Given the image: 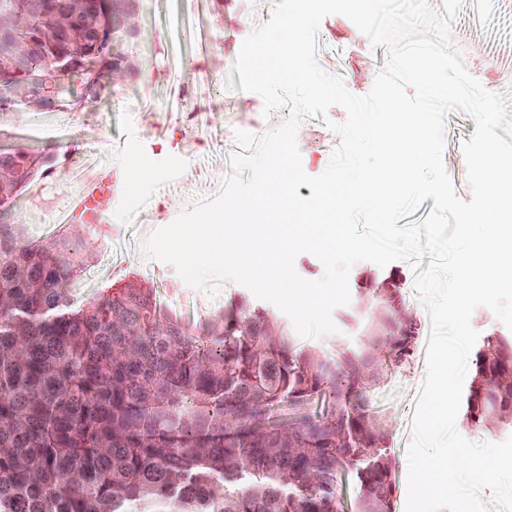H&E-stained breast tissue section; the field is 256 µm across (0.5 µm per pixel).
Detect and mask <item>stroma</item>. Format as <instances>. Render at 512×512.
<instances>
[{
	"instance_id": "obj_1",
	"label": "stroma",
	"mask_w": 512,
	"mask_h": 512,
	"mask_svg": "<svg viewBox=\"0 0 512 512\" xmlns=\"http://www.w3.org/2000/svg\"><path fill=\"white\" fill-rule=\"evenodd\" d=\"M276 0H136V34L113 47L123 75L113 86L123 92L118 105L88 95L74 80L64 97L29 106L24 93L0 99V144L21 146L40 159L34 175L17 192L7 223L22 227L30 241L63 234L89 266L74 272L69 290L76 302L96 298L104 288L134 281L154 291L158 306L178 315L189 334L200 335L206 321L235 300H247L269 318L285 320L273 303L255 298L245 286L228 281L213 296L188 287L175 269L146 257L150 234L215 197L240 148L235 130L262 136L279 128L288 109L265 113L261 97L229 90L227 81L243 41L270 18ZM468 71L485 88L512 78V0H462L450 31ZM317 61L340 74L347 89L367 94L383 70L385 47H372L346 17L327 16L318 36ZM346 118L334 106L327 118L302 120L297 142L305 171L321 174L339 138L327 121ZM475 131L466 113L448 115L444 163L457 195L470 200L462 144ZM147 160L140 175L131 165ZM117 180L119 200L101 212L97 223L79 218L78 203L105 177ZM392 284L397 305L414 329L410 351L383 365L379 380L363 393V404L384 429L392 461V512H405L406 449L415 400L427 370L430 322L414 290L409 260L386 267L368 261L350 270V302L334 309L337 333L305 337L308 350L335 354L339 349L371 347L379 307L371 288Z\"/></svg>"
}]
</instances>
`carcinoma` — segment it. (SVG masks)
<instances>
[{
	"label": "carcinoma",
	"mask_w": 512,
	"mask_h": 512,
	"mask_svg": "<svg viewBox=\"0 0 512 512\" xmlns=\"http://www.w3.org/2000/svg\"><path fill=\"white\" fill-rule=\"evenodd\" d=\"M97 65L80 71L95 83ZM67 90L74 72L41 62ZM20 79L0 56V91ZM24 181L36 159L1 152ZM66 238L21 240L0 224V512H339L342 467L355 471L358 512L391 508L384 431L361 406L409 330L377 288L380 336L367 353L322 356L241 300L202 337L154 321L150 289L132 281L77 305ZM512 339L476 353L470 421L512 428ZM333 394L328 419L288 427L284 403Z\"/></svg>",
	"instance_id": "obj_1"
}]
</instances>
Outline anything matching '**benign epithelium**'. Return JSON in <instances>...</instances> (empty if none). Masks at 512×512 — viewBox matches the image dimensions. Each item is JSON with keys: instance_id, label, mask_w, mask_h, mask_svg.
<instances>
[{"instance_id": "benign-epithelium-1", "label": "benign epithelium", "mask_w": 512, "mask_h": 512, "mask_svg": "<svg viewBox=\"0 0 512 512\" xmlns=\"http://www.w3.org/2000/svg\"><path fill=\"white\" fill-rule=\"evenodd\" d=\"M133 0H0V53L8 50L23 70L32 60L64 46V67H78L101 45L134 35ZM34 28L32 37L9 42L16 29Z\"/></svg>"}]
</instances>
